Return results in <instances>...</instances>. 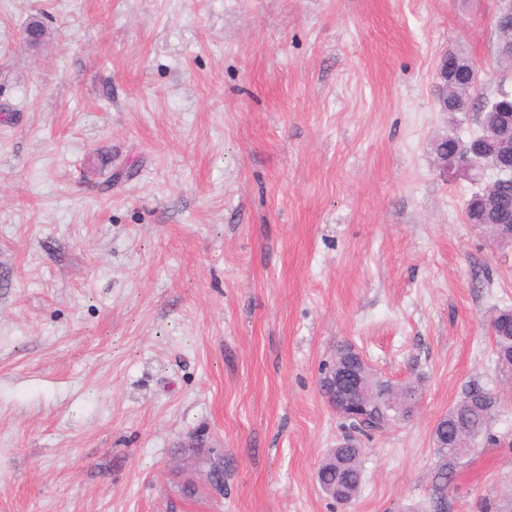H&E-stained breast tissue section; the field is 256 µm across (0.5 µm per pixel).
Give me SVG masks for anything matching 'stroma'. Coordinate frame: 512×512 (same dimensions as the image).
<instances>
[{
  "label": "stroma",
  "instance_id": "1",
  "mask_svg": "<svg viewBox=\"0 0 512 512\" xmlns=\"http://www.w3.org/2000/svg\"><path fill=\"white\" fill-rule=\"evenodd\" d=\"M499 0H0V512H501L512 384L491 316L512 245L449 181L435 66L485 96ZM48 30L41 47L22 31ZM349 343L412 416L359 438L349 505L315 474L343 423L317 380ZM497 404L467 457L437 421ZM223 451L183 497L174 450ZM451 476L439 490L438 472Z\"/></svg>",
  "mask_w": 512,
  "mask_h": 512
}]
</instances>
